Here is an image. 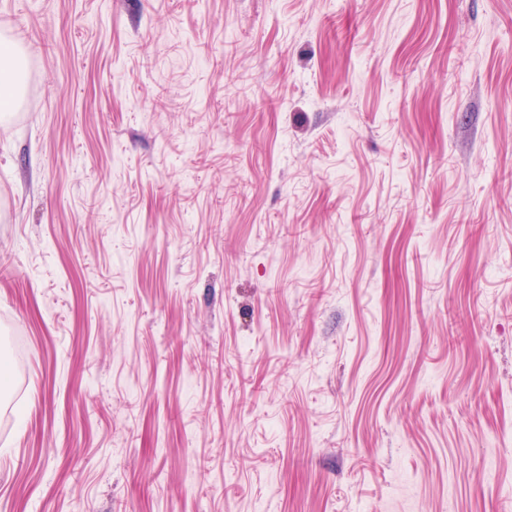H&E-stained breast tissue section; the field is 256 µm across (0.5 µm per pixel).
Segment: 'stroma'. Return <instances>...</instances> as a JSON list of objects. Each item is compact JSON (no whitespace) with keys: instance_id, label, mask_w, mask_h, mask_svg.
<instances>
[{"instance_id":"obj_1","label":"stroma","mask_w":512,"mask_h":512,"mask_svg":"<svg viewBox=\"0 0 512 512\" xmlns=\"http://www.w3.org/2000/svg\"><path fill=\"white\" fill-rule=\"evenodd\" d=\"M0 31V512H512V0ZM19 46L0 35V112L10 111L19 95Z\"/></svg>"}]
</instances>
